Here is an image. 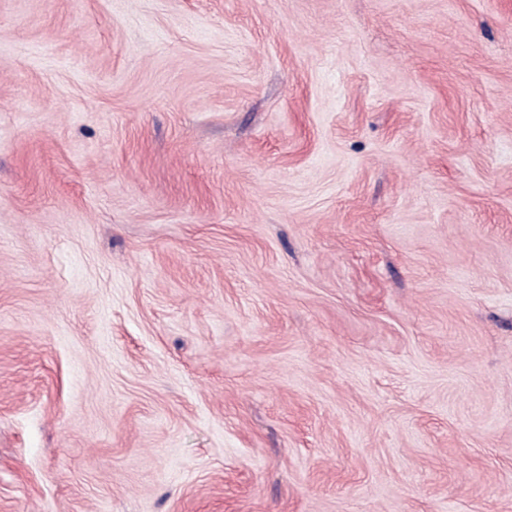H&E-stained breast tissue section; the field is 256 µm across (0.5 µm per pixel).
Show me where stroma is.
Instances as JSON below:
<instances>
[{
	"label": "stroma",
	"instance_id": "35a3bbf8",
	"mask_svg": "<svg viewBox=\"0 0 512 512\" xmlns=\"http://www.w3.org/2000/svg\"><path fill=\"white\" fill-rule=\"evenodd\" d=\"M0 512H512V0H0Z\"/></svg>",
	"mask_w": 512,
	"mask_h": 512
}]
</instances>
